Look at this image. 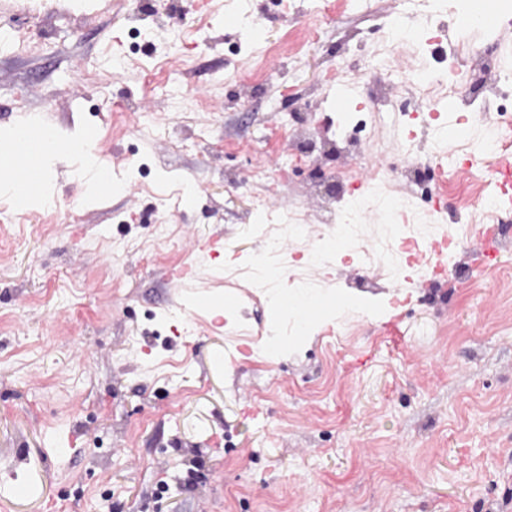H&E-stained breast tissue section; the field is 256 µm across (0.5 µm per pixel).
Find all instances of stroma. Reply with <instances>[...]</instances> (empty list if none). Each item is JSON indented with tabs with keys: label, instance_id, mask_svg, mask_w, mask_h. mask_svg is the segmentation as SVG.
Returning <instances> with one entry per match:
<instances>
[{
	"label": "stroma",
	"instance_id": "1",
	"mask_svg": "<svg viewBox=\"0 0 512 512\" xmlns=\"http://www.w3.org/2000/svg\"><path fill=\"white\" fill-rule=\"evenodd\" d=\"M0 0V143L28 123L92 140L114 190L88 197L59 155L44 206L0 200V512H512V250L480 264L492 190L451 161L458 112L415 92L464 41L512 72V26L457 27L458 0ZM425 16L440 33L389 41ZM420 117L415 151L459 237L448 288H397L345 250L297 266L326 227L311 186L372 160L303 161L294 130L335 132L378 82ZM301 210L306 237L289 232ZM280 224L281 288L353 299L315 334L280 325L247 272ZM194 277L172 289L169 269ZM30 485L19 499L17 484ZM499 202L492 193H484L481 198L480 209L467 216L468 223L496 224L499 213Z\"/></svg>",
	"mask_w": 512,
	"mask_h": 512
}]
</instances>
